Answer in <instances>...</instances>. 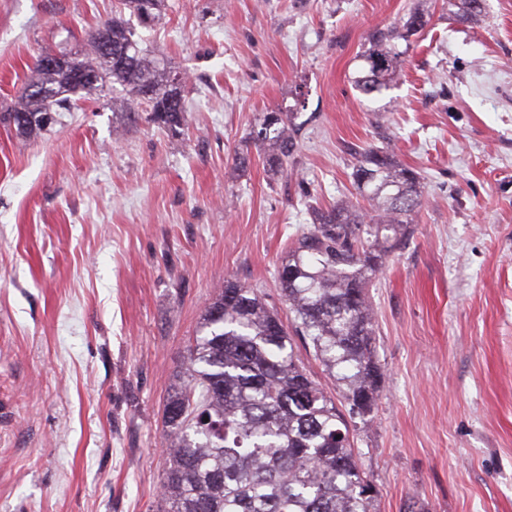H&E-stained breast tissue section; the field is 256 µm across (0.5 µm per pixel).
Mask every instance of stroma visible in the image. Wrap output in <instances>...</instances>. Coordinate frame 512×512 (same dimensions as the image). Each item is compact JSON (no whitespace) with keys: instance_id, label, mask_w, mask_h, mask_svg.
<instances>
[{"instance_id":"1","label":"stroma","mask_w":512,"mask_h":512,"mask_svg":"<svg viewBox=\"0 0 512 512\" xmlns=\"http://www.w3.org/2000/svg\"><path fill=\"white\" fill-rule=\"evenodd\" d=\"M118 6L0 0V105ZM413 8L429 22L397 83L363 97L367 31ZM140 34L189 78L183 129L101 103L35 141L0 126V512H157L163 405L205 306L233 278L288 318L276 270L306 195L354 200L357 152L387 144L423 194L367 289L374 512H512V0L468 22L444 0H167ZM286 108L275 174L249 133Z\"/></svg>"}]
</instances>
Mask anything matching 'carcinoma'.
<instances>
[{"instance_id": "cac0c4a2", "label": "carcinoma", "mask_w": 512, "mask_h": 512, "mask_svg": "<svg viewBox=\"0 0 512 512\" xmlns=\"http://www.w3.org/2000/svg\"><path fill=\"white\" fill-rule=\"evenodd\" d=\"M66 56V69L35 60L0 119L25 117L16 132L41 137L47 117L101 100L120 85L112 108L126 119L146 112L170 131L186 122V81L143 47L134 18L149 27L165 0H121ZM485 0H448L463 21L484 12ZM129 11L130 18L123 16ZM411 12L403 28H374L359 55L355 89L371 99L399 77L410 37L424 27ZM107 34L111 49L99 42ZM80 72L95 84L77 89ZM298 113L271 111L251 132L269 167L280 173L295 151ZM357 196L310 207L314 223L285 251L278 288L291 313L284 323L258 288L227 279L205 307L183 370L164 405L161 512H373L375 490L355 453L348 418L374 408L382 368L372 346L375 317L364 291L383 260L402 245L403 229L421 207V176L387 152L365 149L354 165ZM311 343L327 375L342 387L341 410L295 354L293 337Z\"/></svg>"}]
</instances>
